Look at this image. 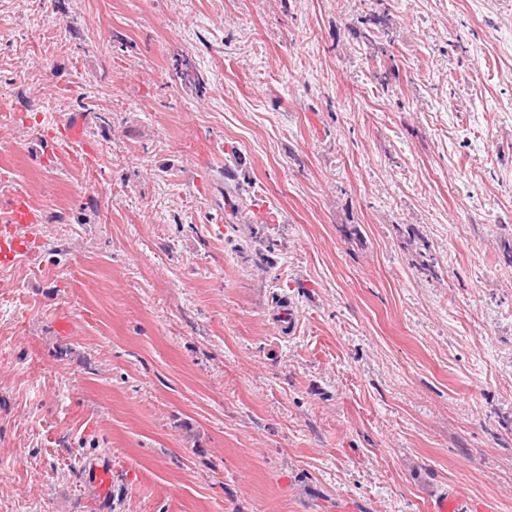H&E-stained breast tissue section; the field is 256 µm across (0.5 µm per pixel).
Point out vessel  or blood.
Masks as SVG:
<instances>
[{"mask_svg": "<svg viewBox=\"0 0 512 512\" xmlns=\"http://www.w3.org/2000/svg\"><path fill=\"white\" fill-rule=\"evenodd\" d=\"M86 137L81 121L68 118L64 123V136L54 145L57 154L73 155ZM39 216L29 200L14 194L0 199V265L10 266L24 256L31 240L32 224Z\"/></svg>", "mask_w": 512, "mask_h": 512, "instance_id": "1", "label": "vessel or blood"}]
</instances>
